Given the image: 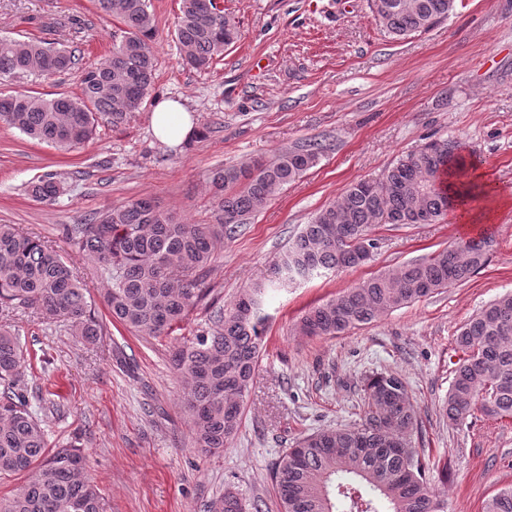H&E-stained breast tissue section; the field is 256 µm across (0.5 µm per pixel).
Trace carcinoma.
Wrapping results in <instances>:
<instances>
[{
  "label": "carcinoma",
  "mask_w": 512,
  "mask_h": 512,
  "mask_svg": "<svg viewBox=\"0 0 512 512\" xmlns=\"http://www.w3.org/2000/svg\"><path fill=\"white\" fill-rule=\"evenodd\" d=\"M100 17L119 23L109 58L85 69L79 96L42 98L0 92V122L26 136L72 150L89 141L99 116L118 127L138 110L154 78L155 18L148 0H95ZM375 21L393 39L425 32L448 18L456 0H371ZM175 37L184 61L207 68L235 43L239 31L212 0H181ZM75 51L40 41L0 38V80L36 72L51 77L78 65ZM322 145L307 144L271 160L213 173L212 224H183L144 198L112 206L72 224L67 243L93 264L105 284L103 302L112 319L142 336H161L180 326L206 298L203 275L248 217L272 193L316 165ZM474 160L448 139H434L401 156L375 181L346 188L304 225L273 264L269 283L255 286L229 308H212L207 326L172 355L188 387L185 406L195 444L219 452L235 437L242 404L254 379L267 315L263 295L297 280L359 265L354 248L378 246L375 226L435 224L456 195L445 186L458 178L461 193ZM62 192L48 172L28 193L52 202ZM487 240H469L426 258L387 268L310 308L295 330L301 336H336L442 290L460 286L488 262ZM22 307L61 323L77 340L93 343L103 329L84 288L58 250L16 224H0V314ZM462 352L448 391L446 415L457 425L474 410L512 419V293L497 296L467 321L455 338ZM31 357L19 334L0 324V476L26 475L0 512H101V493L84 473V456L69 442L51 448L29 400L25 376ZM361 422L321 429L300 439L279 460L274 480L280 512H448V501L426 478L414 446L416 410L406 382L394 372L366 379ZM386 510H381V504ZM214 512H246L227 492ZM483 512H512V486L500 489Z\"/></svg>",
  "instance_id": "cac0c4a2"
}]
</instances>
